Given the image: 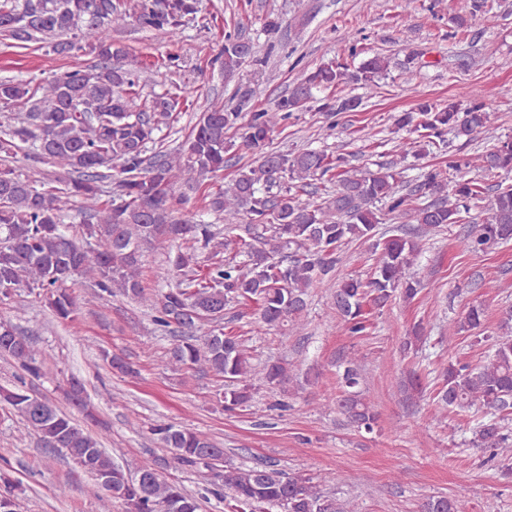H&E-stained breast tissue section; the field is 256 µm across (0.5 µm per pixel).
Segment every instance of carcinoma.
<instances>
[{"mask_svg":"<svg viewBox=\"0 0 512 512\" xmlns=\"http://www.w3.org/2000/svg\"><path fill=\"white\" fill-rule=\"evenodd\" d=\"M201 0H0V38L24 47L51 46L57 54L89 52L98 65L55 75L35 86L22 80L0 81V302L22 288L39 290L53 315L74 322L80 299L69 285L82 282L100 300L123 295L148 309L155 329L175 338L169 360L177 368L201 371L224 380L217 403L226 412L251 407L261 385L282 386L292 378L290 364L280 359L252 362L241 340L224 335V311L233 304H254L270 329L299 335L305 328L310 289L335 275L343 246L369 244L376 262L370 276L346 277L336 283L333 304L345 333L361 336L367 329L364 306L383 308L399 292L407 300L421 292L409 275L421 252L418 231L404 227L381 230L401 218L420 229H437L467 220L466 250L485 253L512 241V185H495L485 214L471 220L468 202L487 193L486 179L512 171V138L475 156L448 159V171L433 169L405 188L397 161L375 170L352 166L344 156L305 149L282 153L271 148L272 135L290 115L315 95L343 83L371 88L387 72L388 61L374 56L351 70L341 63L321 65L293 83L273 106L254 112L241 127L240 143L227 139L239 113L212 105L173 151L146 157L149 147L171 129L177 99L164 92L141 104V68L112 41V29L131 20L170 41L185 19L198 12ZM489 0H471L469 15L452 18L455 30L468 28V18L491 19ZM253 58L248 42L224 35L215 61L224 79L235 78ZM356 98H340L329 110L335 117L358 108ZM498 112L476 103L466 111L450 101L445 106L419 105L418 112L396 119L421 140L435 145L445 136L470 141L487 131ZM27 158L59 169L47 181L18 174L11 165L22 146ZM237 148L254 162L237 169L224 188L204 197V210L183 213L187 192L224 171L225 155ZM483 179H457L464 169ZM322 181L335 186L316 199L307 188ZM84 218L79 233L65 222L68 212ZM224 216L212 224L204 216ZM177 251H172V248ZM167 251L172 283L152 291L141 278L144 258ZM485 308L472 304L457 321L460 332L490 346L486 362L471 367L448 362L436 389L437 404L447 409L485 414L473 428V443L490 461H512V431L504 421L512 415V335L492 336ZM0 355L29 376L38 377L43 360L9 320H0ZM115 372L136 369L120 354L103 355ZM360 365L349 359L340 374L344 396L337 407L354 424L373 430L377 412L360 397ZM68 404L84 419L95 421L94 406L78 379L64 391ZM0 408L19 417L46 448L65 452L93 477L106 478L100 498L103 512L118 500L126 512H199L198 499L182 486L143 468L138 482L130 468L118 463L101 441L86 432L67 412L24 386L0 387ZM150 433L170 449L175 464L216 471L230 492L234 512H342L336 500L318 488L314 478L286 474L268 466L241 467L224 461V449L207 434L159 420ZM0 512H19L12 480L0 471ZM423 512H461L458 501L438 496Z\"/></svg>","mask_w":512,"mask_h":512,"instance_id":"obj_1","label":"carcinoma"}]
</instances>
